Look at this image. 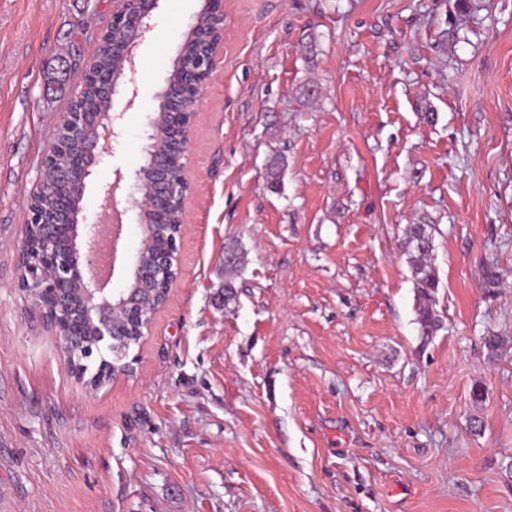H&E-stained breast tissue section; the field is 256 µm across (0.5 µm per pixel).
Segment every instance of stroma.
Returning <instances> with one entry per match:
<instances>
[{"label": "stroma", "instance_id": "obj_1", "mask_svg": "<svg viewBox=\"0 0 512 512\" xmlns=\"http://www.w3.org/2000/svg\"><path fill=\"white\" fill-rule=\"evenodd\" d=\"M482 3L458 21L453 0H224L180 278L140 380L90 395L17 286L19 245L81 82L59 68L112 4L0 0V512H512V0ZM201 5L153 11L87 215L142 164ZM425 217L444 323L427 343L403 248ZM230 247L244 265L219 307Z\"/></svg>", "mask_w": 512, "mask_h": 512}]
</instances>
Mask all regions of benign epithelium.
<instances>
[{
	"label": "benign epithelium",
	"mask_w": 512,
	"mask_h": 512,
	"mask_svg": "<svg viewBox=\"0 0 512 512\" xmlns=\"http://www.w3.org/2000/svg\"><path fill=\"white\" fill-rule=\"evenodd\" d=\"M159 7V0H112V14L108 23L98 30L89 47L83 50L82 83L95 82L106 90L107 98L127 93L119 83L125 72L136 67L132 47L145 41L151 25L147 22ZM214 21V31L206 38V50L201 56L196 81L193 84V103L188 112L165 106L167 89L158 94L159 111L175 124L185 126L183 136L173 143L170 152L177 155L180 164L176 177L161 176L150 188H145L144 171L136 169L126 189L127 200L136 211L139 243L130 263L126 287L109 292L107 285L114 275L123 234V212L112 203L113 215L97 224L86 223L83 198L87 180L93 167L105 155L114 153L123 133L124 111H112V105L98 113L75 111L80 92L73 93L68 110L55 122L54 140L42 159L40 186L31 194L28 204L20 255L30 245L29 230L37 228L47 241H55L67 234L66 252L56 256L55 249L46 251L39 263L21 265L19 288L30 299L51 335L57 337L63 355L91 329L99 336L107 350L118 345L114 322L122 318L140 336L150 334L152 325H143L142 311L135 303L134 284L165 280L173 288L180 275V247L186 229V203L192 194L191 160L193 127L198 112L206 100L210 82L218 69V48L224 43V0H204L197 20L186 33L191 40L199 34L200 20ZM127 24L132 31L131 49L123 56L119 71L97 70L91 62L112 46L113 24ZM54 184L55 206L51 211L35 208V200L42 186ZM179 224V232L171 242V255L155 262L142 261L141 254L153 235L170 224Z\"/></svg>",
	"instance_id": "1"
}]
</instances>
